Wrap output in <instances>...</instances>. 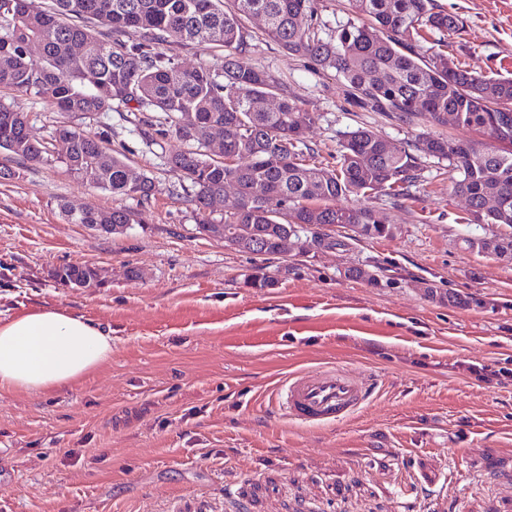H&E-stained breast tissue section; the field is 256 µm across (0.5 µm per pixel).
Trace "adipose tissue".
Returning a JSON list of instances; mask_svg holds the SVG:
<instances>
[{
	"instance_id": "1",
	"label": "adipose tissue",
	"mask_w": 512,
	"mask_h": 512,
	"mask_svg": "<svg viewBox=\"0 0 512 512\" xmlns=\"http://www.w3.org/2000/svg\"><path fill=\"white\" fill-rule=\"evenodd\" d=\"M112 356L108 330L57 308L0 321V392L33 397L83 379Z\"/></svg>"
}]
</instances>
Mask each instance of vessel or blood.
<instances>
[{
	"mask_svg": "<svg viewBox=\"0 0 512 512\" xmlns=\"http://www.w3.org/2000/svg\"><path fill=\"white\" fill-rule=\"evenodd\" d=\"M373 390L370 379L342 369L292 374L278 389V406L290 419L325 425L352 417Z\"/></svg>",
	"mask_w": 512,
	"mask_h": 512,
	"instance_id": "vessel-or-blood-1",
	"label": "vessel or blood"
}]
</instances>
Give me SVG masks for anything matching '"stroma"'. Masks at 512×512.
<instances>
[{
	"label": "stroma",
	"mask_w": 512,
	"mask_h": 512,
	"mask_svg": "<svg viewBox=\"0 0 512 512\" xmlns=\"http://www.w3.org/2000/svg\"><path fill=\"white\" fill-rule=\"evenodd\" d=\"M436 3L463 22L449 59L512 75V0ZM244 27L245 62L315 112L304 139L316 160L335 163L359 127L397 144L481 138L400 120L271 41L262 20ZM0 103L28 113L40 140L71 121L30 94L0 88ZM87 128L111 131L156 192L115 197L56 161L0 181V320L48 305L112 333L111 359L84 380L0 392V512H512V255L466 245L512 227L469 221L447 161L420 157L416 182L369 199L392 236L334 227L336 249L261 256L200 233L165 166L181 142L142 139L118 102ZM65 205L144 221L112 235L67 223ZM66 264L95 267L100 284L65 287ZM257 266L274 286L245 284ZM350 266L376 281L348 278ZM331 367L375 381L351 419L311 427L277 412L289 375Z\"/></svg>",
	"instance_id": "35a3bbf8"
}]
</instances>
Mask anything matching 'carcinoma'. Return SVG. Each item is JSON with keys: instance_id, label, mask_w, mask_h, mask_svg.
<instances>
[{"instance_id": "cac0c4a2", "label": "carcinoma", "mask_w": 512, "mask_h": 512, "mask_svg": "<svg viewBox=\"0 0 512 512\" xmlns=\"http://www.w3.org/2000/svg\"><path fill=\"white\" fill-rule=\"evenodd\" d=\"M316 0H0V88L34 95L79 120L112 111L118 101L137 112H153L155 134L187 148L166 158L168 172L187 186L196 206L198 229L224 228V244L240 226L261 240L264 254L279 255L294 224L347 225L364 238L392 235L370 207L336 206V199L399 192L418 178L417 154L448 161L456 171L453 191L469 202L470 221L512 226V77L474 75L448 59V33L461 21L435 0H350L355 18L320 37ZM265 18L264 32L292 55L309 57L335 70L362 96L403 116L421 114L432 125L472 129L484 142L423 136L413 146L384 150V137L358 127L345 135L336 165L305 163L309 147L303 129L315 113L287 96L279 106L269 73L241 62L247 41L243 21ZM128 28L144 40L122 39ZM434 36L428 57L415 52L421 32ZM171 43L207 44L212 60L193 68L165 51ZM41 61L31 60V48ZM28 115L0 105V152L27 162L54 160L52 141L68 143L61 163L78 179L114 196L148 200L156 185L145 172L133 176L102 135L80 124L61 125L50 140L29 133ZM224 141V159L208 151L207 137ZM233 184L238 209L218 221L209 211L214 197ZM511 199L503 209H484L485 196ZM70 224H110L121 235L142 223L126 208L109 211L62 206ZM468 248L512 254V238L468 240ZM57 277L84 287L96 282L89 265L67 264Z\"/></svg>"}]
</instances>
